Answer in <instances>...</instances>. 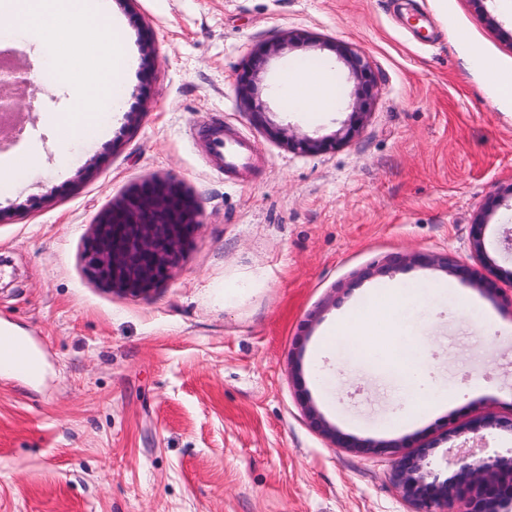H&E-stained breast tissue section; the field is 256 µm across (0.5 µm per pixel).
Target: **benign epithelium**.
Listing matches in <instances>:
<instances>
[{
	"label": "benign epithelium",
	"mask_w": 512,
	"mask_h": 512,
	"mask_svg": "<svg viewBox=\"0 0 512 512\" xmlns=\"http://www.w3.org/2000/svg\"><path fill=\"white\" fill-rule=\"evenodd\" d=\"M330 48L362 89L369 91L374 80L364 55L343 44H332ZM281 49L280 43L260 48L243 74L242 92L249 102L251 116L257 122L262 121L263 104L253 96L252 86L260 80L263 58ZM0 60L4 62L0 66V113H18L20 109L10 88L25 83L26 79L6 63V55L2 51ZM369 105L370 97L357 99L347 122L327 137L313 138L281 128L273 129L271 133L286 140L289 148L299 152L327 151L345 143L359 131L368 116ZM501 200V192L498 191L491 206L474 217L473 246L481 255L484 254L482 230L488 222L492 205ZM198 217L199 207L177 182L144 180L100 215L87 245L88 266L96 278L113 289L132 295L146 294L166 277L169 268L191 243L200 227ZM413 261L436 264L452 275L471 281L487 293L496 292L494 281L479 276L450 254L431 258L416 256ZM310 417L342 448H359L370 454L394 456V482L403 498L414 507V512H453L454 503L465 498L469 505L466 512H499L500 507L512 501V455L478 457L475 449L470 448L458 458L459 467L453 477L441 482L425 468L432 451L428 442L405 444L356 440L329 426L316 412H310Z\"/></svg>",
	"instance_id": "7a95c632"
}]
</instances>
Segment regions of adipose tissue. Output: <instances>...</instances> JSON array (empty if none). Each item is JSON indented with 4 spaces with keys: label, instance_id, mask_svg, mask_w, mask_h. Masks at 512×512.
<instances>
[{
    "label": "adipose tissue",
    "instance_id": "adipose-tissue-1",
    "mask_svg": "<svg viewBox=\"0 0 512 512\" xmlns=\"http://www.w3.org/2000/svg\"><path fill=\"white\" fill-rule=\"evenodd\" d=\"M22 21L30 30L41 33L50 44L66 42L71 53H83L87 45H94L95 53L88 57L82 76L72 75L69 59L57 54L49 57L46 68L71 83L76 109L65 119V127L97 135L100 131L97 118L122 108L119 98L107 95V88H122L131 68V58L119 37H107L101 30L103 15L99 0H30L29 11ZM284 82L299 109L320 112L332 102V92L323 73L298 68L289 71ZM418 284V279L408 278L374 289L369 298L337 321L327 333L331 341L344 335L356 337L359 353L403 369V405L392 415L391 423L395 426L410 418L416 403H424L433 411L453 401L447 391L436 387L420 364L421 358L429 354L426 344L413 342L408 351L394 344L398 334L394 312L420 296L423 291Z\"/></svg>",
    "mask_w": 512,
    "mask_h": 512
}]
</instances>
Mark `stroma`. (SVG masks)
<instances>
[{"mask_svg":"<svg viewBox=\"0 0 512 512\" xmlns=\"http://www.w3.org/2000/svg\"><path fill=\"white\" fill-rule=\"evenodd\" d=\"M400 2L109 0L132 61L124 104L97 136L62 145L70 88L44 76L47 48L27 28L0 33L33 79L15 90L24 120L0 131V158L39 156L0 186V329L42 362L35 378L0 369V512H412L394 457L336 447L308 408L359 440L433 442L442 480L472 420L512 415V207L484 230L496 294L412 260L482 267L472 224L512 185V105L465 68L456 36L512 78V14L499 0ZM272 42L285 48L254 94L268 125L313 137L337 130L356 95L331 43L366 54L377 91L345 145L302 153L253 123L240 77ZM300 63L330 77L326 111L289 103L282 77ZM212 122L252 147L248 164L209 162ZM148 178L177 181L201 225L134 296L91 275L86 247L99 215ZM410 277L455 287L441 307L412 303L403 330L432 348L435 384L465 397L393 427L402 369L347 337L322 344L369 291ZM480 378L491 389L465 393Z\"/></svg>","mask_w":512,"mask_h":512,"instance_id":"stroma-1","label":"stroma"}]
</instances>
